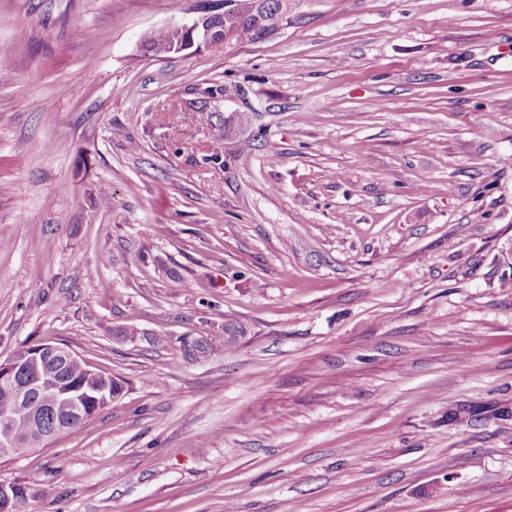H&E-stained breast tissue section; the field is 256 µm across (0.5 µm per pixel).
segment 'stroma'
<instances>
[{"mask_svg":"<svg viewBox=\"0 0 512 512\" xmlns=\"http://www.w3.org/2000/svg\"><path fill=\"white\" fill-rule=\"evenodd\" d=\"M199 2L0 0V361L124 382L0 482L31 512H512V0H298L260 42L141 51Z\"/></svg>","mask_w":512,"mask_h":512,"instance_id":"1","label":"stroma"}]
</instances>
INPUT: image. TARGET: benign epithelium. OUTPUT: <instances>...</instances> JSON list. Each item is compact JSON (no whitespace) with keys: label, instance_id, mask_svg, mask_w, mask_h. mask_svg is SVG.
Listing matches in <instances>:
<instances>
[{"label":"benign epithelium","instance_id":"1","mask_svg":"<svg viewBox=\"0 0 512 512\" xmlns=\"http://www.w3.org/2000/svg\"><path fill=\"white\" fill-rule=\"evenodd\" d=\"M174 28L177 39L173 44L159 46L151 51V54L162 56L180 53L195 46L218 45L232 40V33L228 28L212 23L209 14L205 12L200 13L190 23L174 24ZM55 356L67 360L72 357V352L63 346L44 344L22 349L0 363V388L13 396L16 414L26 416L31 421V432L24 438V443L29 447H35L46 438L53 439L67 431L66 425L58 423L53 433L46 435L40 427V405L35 399L43 379L50 375L46 364ZM60 387L61 391L56 395V401L68 402L77 414L83 411V402L87 397L98 404L109 405L121 395L119 389H109L94 371L89 372L78 387H72L65 382L61 383ZM18 492V485L0 483V512H11L14 497Z\"/></svg>","mask_w":512,"mask_h":512}]
</instances>
